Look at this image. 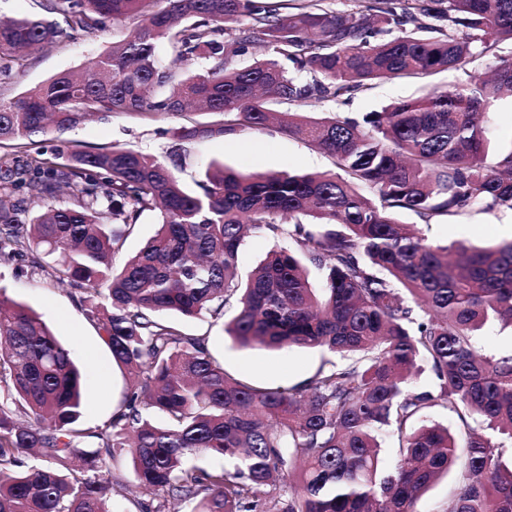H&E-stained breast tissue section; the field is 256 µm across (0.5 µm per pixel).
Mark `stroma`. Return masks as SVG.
I'll list each match as a JSON object with an SVG mask.
<instances>
[{
	"instance_id": "obj_1",
	"label": "stroma",
	"mask_w": 512,
	"mask_h": 512,
	"mask_svg": "<svg viewBox=\"0 0 512 512\" xmlns=\"http://www.w3.org/2000/svg\"><path fill=\"white\" fill-rule=\"evenodd\" d=\"M130 18L119 25L77 36L63 46L47 49L31 60L23 73L6 84H0V96L13 98L27 88L58 72L79 70L91 56L111 46L127 30L137 25ZM424 91L422 82L405 78H386L365 92L356 93L339 102H312L308 115L321 118L330 112L357 115L378 111L389 103L411 99ZM212 114L186 112L181 115L151 116L115 113L103 120L87 121L62 135L43 136L40 148L51 151L70 144L91 146L117 145L164 155L173 139L172 128L212 121ZM224 163L244 174L275 171H324L332 162L323 151L304 141L288 137L276 129L245 130L233 138H217L195 142L188 147L187 165L182 174L186 187L205 176L211 162ZM421 233L431 243L451 245L462 242L477 247H492L512 239V210L502 208L490 213H474L422 227ZM0 287L8 297L29 307L47 321L57 337L70 346L72 357L86 375L84 387L87 401L81 409L83 428L96 430L108 421L121 404L128 381L124 369L116 365L100 338L98 328L75 302L69 287L58 285L44 276L20 272L14 266L0 264ZM236 314L235 305H227L223 320L204 316L196 319L173 317L180 330L206 336L215 357L224 368L259 386L295 385L315 373L326 352L303 347L268 350L261 347L242 348L223 330L224 320Z\"/></svg>"
}]
</instances>
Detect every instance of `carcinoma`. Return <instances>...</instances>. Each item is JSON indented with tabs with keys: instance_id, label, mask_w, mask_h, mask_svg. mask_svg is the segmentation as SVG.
<instances>
[{
	"instance_id": "carcinoma-1",
	"label": "carcinoma",
	"mask_w": 512,
	"mask_h": 512,
	"mask_svg": "<svg viewBox=\"0 0 512 512\" xmlns=\"http://www.w3.org/2000/svg\"><path fill=\"white\" fill-rule=\"evenodd\" d=\"M45 0L52 18L0 20V76L78 32L138 16L141 24L75 74L0 97V264L70 287L100 325L131 383L112 417L79 425L85 376L35 312L0 291V512H112L128 453L148 500L141 512H414L455 473L452 512H512V355L474 344L488 320L512 323V240L494 248L434 245L428 226L512 209V147L489 156L492 107L512 96V0H356L354 12L278 0ZM266 54L236 64L256 43ZM172 50L162 67L157 44ZM491 61L481 72L475 62ZM449 87L355 118L282 112L288 101H337L382 78ZM218 119L173 129L169 159L76 145L65 161L32 151L114 112ZM309 142L333 171L243 176L216 162L196 189L180 145L270 126ZM158 228L122 267L132 226ZM293 247L239 277L249 232ZM324 288L312 287L310 268ZM242 348H321L304 382L261 387L228 373L209 337L167 315L220 319ZM430 371L433 385L415 378ZM442 406L464 438L427 419ZM485 424L478 431L468 419ZM398 440L396 460L381 437ZM222 457L224 466L197 464Z\"/></svg>"
}]
</instances>
